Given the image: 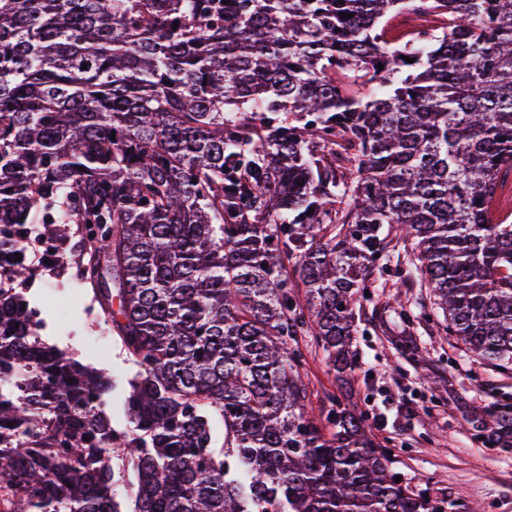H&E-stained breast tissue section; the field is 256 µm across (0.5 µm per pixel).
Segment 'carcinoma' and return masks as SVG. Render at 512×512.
Listing matches in <instances>:
<instances>
[{"instance_id": "cac0c4a2", "label": "carcinoma", "mask_w": 512, "mask_h": 512, "mask_svg": "<svg viewBox=\"0 0 512 512\" xmlns=\"http://www.w3.org/2000/svg\"><path fill=\"white\" fill-rule=\"evenodd\" d=\"M426 5L434 39L389 48ZM510 179L512 0H0V512H123L125 481L131 512H440L359 413L308 411L288 341L349 380L389 224L448 333L512 364ZM37 224L107 280L123 430L40 334Z\"/></svg>"}]
</instances>
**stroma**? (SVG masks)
Returning a JSON list of instances; mask_svg holds the SVG:
<instances>
[{"label":"stroma","instance_id":"35a3bbf8","mask_svg":"<svg viewBox=\"0 0 512 512\" xmlns=\"http://www.w3.org/2000/svg\"><path fill=\"white\" fill-rule=\"evenodd\" d=\"M73 259L66 253L64 266L29 285L44 309V337L125 379L129 357L90 284L68 271ZM414 262L411 242L398 237L375 262L369 293L356 305L351 384L336 379L311 337H297L309 406L321 411L330 393L364 414L403 485L441 501L444 512H512V440L498 434L512 418V365L498 369L448 333Z\"/></svg>","mask_w":512,"mask_h":512}]
</instances>
